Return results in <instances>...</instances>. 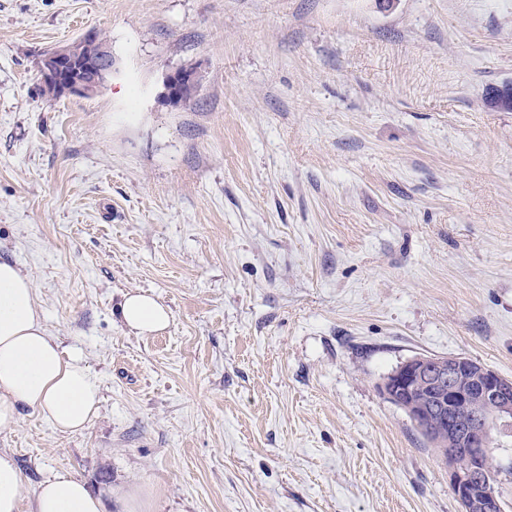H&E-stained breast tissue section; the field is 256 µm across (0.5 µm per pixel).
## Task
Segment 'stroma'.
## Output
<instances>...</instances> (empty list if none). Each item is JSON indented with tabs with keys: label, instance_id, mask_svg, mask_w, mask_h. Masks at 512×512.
Listing matches in <instances>:
<instances>
[{
	"label": "stroma",
	"instance_id": "stroma-1",
	"mask_svg": "<svg viewBox=\"0 0 512 512\" xmlns=\"http://www.w3.org/2000/svg\"><path fill=\"white\" fill-rule=\"evenodd\" d=\"M89 30L114 75L41 96ZM510 88L512 0H0V259L101 388L81 432L0 428L23 502L66 473L105 512H460L378 385L415 355L512 378ZM137 288L167 329L123 326ZM199 87V75L194 69L175 70L166 74L163 87L165 98L176 104L181 101V95L178 92L179 87Z\"/></svg>",
	"mask_w": 512,
	"mask_h": 512
}]
</instances>
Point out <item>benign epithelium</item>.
<instances>
[{
	"label": "benign epithelium",
	"mask_w": 512,
	"mask_h": 512,
	"mask_svg": "<svg viewBox=\"0 0 512 512\" xmlns=\"http://www.w3.org/2000/svg\"><path fill=\"white\" fill-rule=\"evenodd\" d=\"M85 52L88 65L81 69L67 45L43 54L42 81L55 96H86L101 89L103 75L114 72L107 42L92 35L86 38ZM183 86H199L196 70L167 73L163 81L165 98L173 104L180 102L178 88ZM379 390L430 437L448 438L452 446L446 459L448 484L461 512H502L487 456L471 455L465 449L489 447L490 425L483 409L512 417L511 378L463 356H413L387 374Z\"/></svg>",
	"instance_id": "7a95c632"
}]
</instances>
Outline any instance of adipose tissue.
<instances>
[{
	"instance_id": "1",
	"label": "adipose tissue",
	"mask_w": 512,
	"mask_h": 512,
	"mask_svg": "<svg viewBox=\"0 0 512 512\" xmlns=\"http://www.w3.org/2000/svg\"><path fill=\"white\" fill-rule=\"evenodd\" d=\"M117 313L139 336L164 331L171 319L165 305L137 290L123 294ZM98 402V380L82 357L63 353L48 333L29 275L0 261V428L16 424L31 408L57 430L76 432L96 414ZM0 512H104V504L85 482L59 474L23 505L17 465L0 453Z\"/></svg>"
}]
</instances>
